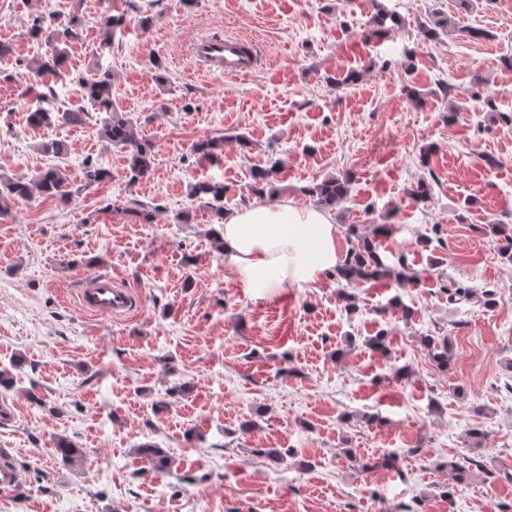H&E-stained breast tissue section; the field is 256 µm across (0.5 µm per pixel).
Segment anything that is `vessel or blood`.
<instances>
[{
  "label": "vessel or blood",
  "instance_id": "1",
  "mask_svg": "<svg viewBox=\"0 0 512 512\" xmlns=\"http://www.w3.org/2000/svg\"><path fill=\"white\" fill-rule=\"evenodd\" d=\"M192 54L209 70L227 77H248L260 66L253 42L232 35L198 40ZM78 299L84 312L108 318L128 315L136 306L133 290L108 273L86 278ZM9 455V449L0 448V491L13 494L19 491L21 481L19 471L8 462Z\"/></svg>",
  "mask_w": 512,
  "mask_h": 512
}]
</instances>
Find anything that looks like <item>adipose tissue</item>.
<instances>
[{
	"mask_svg": "<svg viewBox=\"0 0 512 512\" xmlns=\"http://www.w3.org/2000/svg\"><path fill=\"white\" fill-rule=\"evenodd\" d=\"M216 231L237 284L256 301L315 287L341 260L332 217L285 199L229 213Z\"/></svg>",
	"mask_w": 512,
	"mask_h": 512,
	"instance_id": "adipose-tissue-1",
	"label": "adipose tissue"
}]
</instances>
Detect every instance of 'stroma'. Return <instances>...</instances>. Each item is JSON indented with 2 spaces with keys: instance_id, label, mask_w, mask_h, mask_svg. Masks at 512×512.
Here are the masks:
<instances>
[{
  "instance_id": "obj_1",
  "label": "stroma",
  "mask_w": 512,
  "mask_h": 512,
  "mask_svg": "<svg viewBox=\"0 0 512 512\" xmlns=\"http://www.w3.org/2000/svg\"><path fill=\"white\" fill-rule=\"evenodd\" d=\"M386 5L401 23L377 36L372 0H0V41L16 60L0 67V176L28 181L55 167L71 191L0 213V367L23 361L0 389L10 413L0 448L24 485L0 494V512H512V265L483 232L492 217L512 224V124L468 97L478 90L512 113V0ZM436 11L459 28L428 40L421 27ZM117 13L124 22L103 43L100 23ZM51 14L77 16L80 32L47 78L58 107L87 108L79 76L110 70L114 108L153 145L147 175L131 179L127 149L101 139L95 119L29 123L43 102L22 66L47 47L28 28ZM230 32L258 46L251 77L221 76L191 54L198 38ZM351 69L363 73L357 83L332 86ZM445 83L466 105L452 122ZM52 138L68 152L43 153ZM203 138L223 139L219 162L192 154ZM88 159L110 178L85 186ZM272 163L279 195L308 208L305 187L350 174L332 211L338 251L349 225H396L381 248L416 282L351 285L345 302L329 273L307 291L250 299L211 248L215 215L190 192L216 180L225 210L259 205L250 171ZM421 180L433 185L426 203L409 195ZM132 199L151 222L125 213ZM435 255L475 288L471 299L449 302ZM98 273L135 291L133 314L79 310L80 282ZM487 288L496 305H485ZM381 330L382 353L366 344ZM444 335L446 373L423 343ZM248 420L255 429L241 433ZM60 436L82 457L63 463ZM146 442L167 451V473L144 474L135 450ZM269 449L289 455L276 463ZM462 453L485 468L457 486L442 463Z\"/></svg>"
}]
</instances>
